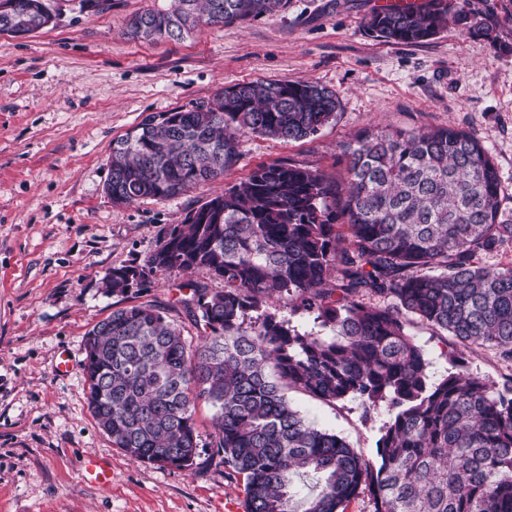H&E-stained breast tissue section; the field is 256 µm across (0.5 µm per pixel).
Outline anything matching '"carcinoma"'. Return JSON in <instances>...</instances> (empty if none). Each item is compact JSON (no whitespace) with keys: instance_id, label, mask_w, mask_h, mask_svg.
Here are the masks:
<instances>
[{"instance_id":"carcinoma-1","label":"carcinoma","mask_w":512,"mask_h":512,"mask_svg":"<svg viewBox=\"0 0 512 512\" xmlns=\"http://www.w3.org/2000/svg\"><path fill=\"white\" fill-rule=\"evenodd\" d=\"M35 2L0 10V34L40 29ZM283 5L172 0L133 15L128 34L180 41ZM365 26L407 45L451 26L487 34L453 0L374 9ZM338 107L316 82L257 79L213 104L150 113L112 143V202L181 195L237 163V134L309 139ZM343 157L341 184L318 169L259 165L169 227L146 263L106 274L114 295L137 294L174 270L224 288L189 284L184 308L203 328L195 344L150 304L119 308L86 333L97 424L131 459L186 469L200 456L195 402H209L216 432L207 447L242 479L246 512H347L366 492L373 512H512V386L500 391L461 369L431 380L409 333L425 326L512 362V267L476 262L512 240L498 169L477 139L445 127L363 129ZM274 297L327 333H302L268 311ZM290 391L325 404H386L393 418L378 462L314 427ZM295 476L314 477L315 491L298 497Z\"/></svg>"}]
</instances>
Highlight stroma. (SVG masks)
I'll return each instance as SVG.
<instances>
[{
    "label": "stroma",
    "mask_w": 512,
    "mask_h": 512,
    "mask_svg": "<svg viewBox=\"0 0 512 512\" xmlns=\"http://www.w3.org/2000/svg\"><path fill=\"white\" fill-rule=\"evenodd\" d=\"M52 4L47 29L23 40L0 35V512H246L242 480L207 447L197 467L158 468L131 460L97 425L84 371V336L96 323L154 304L186 338L201 333L182 304L199 274H157L129 298L107 294L104 276L144 263L166 229L257 165L286 161L343 180V147L365 126L466 130L493 158L501 218L512 222V0H455L483 18L490 37L452 27L418 45L367 31L378 0H287L180 43L127 34L133 14L170 0H112L102 12L79 0ZM256 79L327 87L339 101L335 120L301 141L240 135L238 162L223 177L168 200L113 203L105 186L114 140L147 114L187 110ZM412 333L432 379L457 359L489 383L512 381V365L494 351L442 341L425 326ZM64 355L66 373L56 369ZM289 398L375 460L387 406ZM91 460L111 466V483L84 480Z\"/></svg>",
    "instance_id": "35a3bbf8"
}]
</instances>
